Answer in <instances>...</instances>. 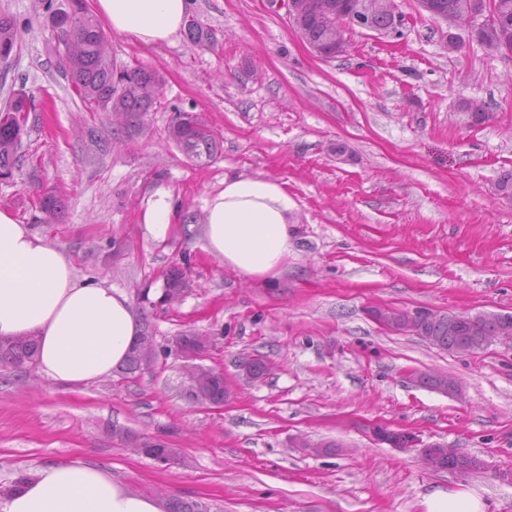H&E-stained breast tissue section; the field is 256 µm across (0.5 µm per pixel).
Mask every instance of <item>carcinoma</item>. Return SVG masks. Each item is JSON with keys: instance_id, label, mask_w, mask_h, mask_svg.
Instances as JSON below:
<instances>
[{"instance_id": "obj_1", "label": "carcinoma", "mask_w": 512, "mask_h": 512, "mask_svg": "<svg viewBox=\"0 0 512 512\" xmlns=\"http://www.w3.org/2000/svg\"><path fill=\"white\" fill-rule=\"evenodd\" d=\"M320 11L312 17H302L299 22L301 36L319 48L328 47L332 29L343 22L340 6L346 0H313ZM497 17L483 22L472 39L481 46L500 51L505 42L512 43V0H497ZM74 6L69 23L53 19L58 44L67 50L64 71L73 83L81 101L90 111L104 110L131 121L156 103L155 90L162 82L159 72L148 67L128 68L117 65L112 59L109 44L103 31L88 15L83 0H70ZM431 10L450 18L467 14H483L484 0H430ZM20 39L14 23L0 17V47L14 49ZM36 111L35 99L23 91L15 93L9 106L0 111V176L10 177L19 160V150L29 113ZM457 112L471 126L489 118L487 107L476 99H463ZM168 140L180 148L188 158L211 159L218 152V145L210 130H202L183 121V112L174 113L168 127ZM40 208L47 214H60L62 200L52 192L40 199ZM384 325L394 331L412 332L428 343L453 351L455 336L476 337L501 325L498 320H483L476 324L458 318L456 313L430 312L421 322H410L404 312L384 311ZM37 349L34 338L0 337V369L29 373L37 366ZM158 360L157 353L143 354L134 349L122 370L126 374L152 368ZM195 398L201 402L218 405L224 401L226 383L217 373H204L192 385ZM164 512H199V506L179 498L168 497L163 502Z\"/></svg>"}]
</instances>
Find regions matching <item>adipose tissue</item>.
<instances>
[{
  "instance_id": "ef3b65f1",
  "label": "adipose tissue",
  "mask_w": 512,
  "mask_h": 512,
  "mask_svg": "<svg viewBox=\"0 0 512 512\" xmlns=\"http://www.w3.org/2000/svg\"><path fill=\"white\" fill-rule=\"evenodd\" d=\"M106 29L135 45L170 42L186 23L189 0H93ZM297 203L285 184L243 174L225 177L203 206L205 250L224 266L269 282L288 267ZM145 240L163 244L182 230L173 191L155 188L138 212ZM141 326L127 294L81 280L72 261L44 236L0 209V335L33 336L38 368L77 387L111 376L138 344ZM424 512H486L473 490L438 488ZM0 512H163L158 498L113 480L100 465L38 467L0 502Z\"/></svg>"
}]
</instances>
